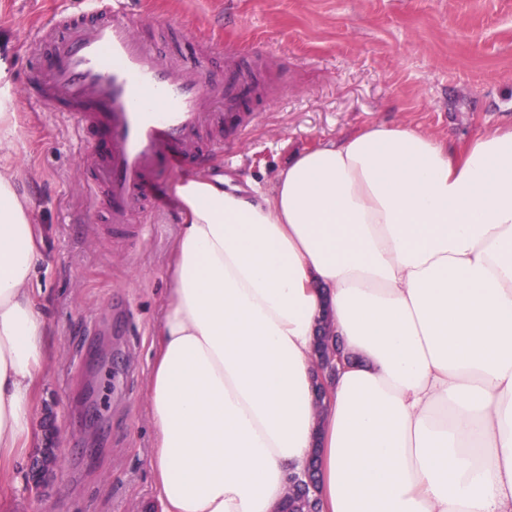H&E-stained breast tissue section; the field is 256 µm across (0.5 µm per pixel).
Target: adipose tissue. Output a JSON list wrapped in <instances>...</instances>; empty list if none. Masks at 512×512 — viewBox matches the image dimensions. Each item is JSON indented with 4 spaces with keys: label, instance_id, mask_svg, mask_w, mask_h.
<instances>
[{
    "label": "adipose tissue",
    "instance_id": "obj_1",
    "mask_svg": "<svg viewBox=\"0 0 512 512\" xmlns=\"http://www.w3.org/2000/svg\"><path fill=\"white\" fill-rule=\"evenodd\" d=\"M0 62V484L20 483L48 357L33 204ZM152 342L161 512H278L319 455L321 512H512V127L459 146L376 123L271 188L200 173ZM347 363L318 404L321 320Z\"/></svg>",
    "mask_w": 512,
    "mask_h": 512
}]
</instances>
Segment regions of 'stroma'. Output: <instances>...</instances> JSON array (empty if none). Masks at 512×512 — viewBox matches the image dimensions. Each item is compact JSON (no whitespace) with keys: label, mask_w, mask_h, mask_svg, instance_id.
<instances>
[{"label":"stroma","mask_w":512,"mask_h":512,"mask_svg":"<svg viewBox=\"0 0 512 512\" xmlns=\"http://www.w3.org/2000/svg\"><path fill=\"white\" fill-rule=\"evenodd\" d=\"M63 2L0 0L20 135L10 165L43 239L35 285L52 339L35 414L63 437L50 486L37 496L0 485V512H148L151 341L181 222L175 186L196 169L161 162L147 235L102 236L74 129L23 96L35 73L27 45ZM146 12L178 18L174 40L250 42L275 62L274 103L206 167L229 186L270 188L295 153L375 123L451 145L512 123V0H151Z\"/></svg>","instance_id":"1"}]
</instances>
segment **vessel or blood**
I'll return each mask as SVG.
<instances>
[{"label":"vessel or blood","instance_id":"vessel-or-blood-1","mask_svg":"<svg viewBox=\"0 0 512 512\" xmlns=\"http://www.w3.org/2000/svg\"><path fill=\"white\" fill-rule=\"evenodd\" d=\"M43 25L38 42L46 57L36 67L28 98L66 115L90 168L91 199H105L106 235L135 238L156 208L149 183L161 159L203 165L224 149L221 115L233 112L232 133L254 123L257 105L270 100L262 74L267 59L238 48L188 43L164 59L168 24L131 11L130 0H84ZM224 79L205 76L214 57Z\"/></svg>","mask_w":512,"mask_h":512}]
</instances>
